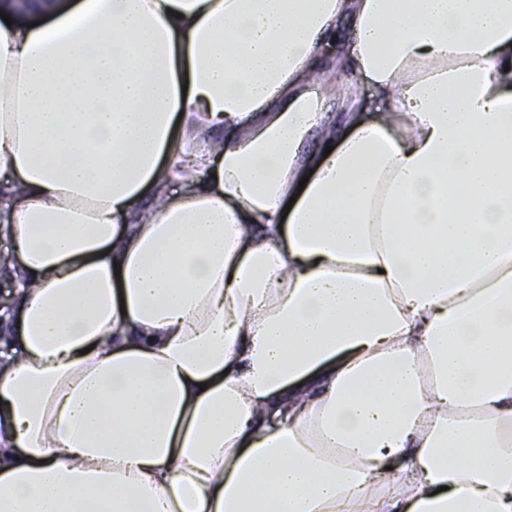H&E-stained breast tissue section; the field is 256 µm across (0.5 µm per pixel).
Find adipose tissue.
<instances>
[{"label": "adipose tissue", "instance_id": "adipose-tissue-1", "mask_svg": "<svg viewBox=\"0 0 512 512\" xmlns=\"http://www.w3.org/2000/svg\"><path fill=\"white\" fill-rule=\"evenodd\" d=\"M33 13L0 512H512V0ZM354 99H357L359 102L355 105L356 112H374L376 103L374 102V98L372 97V89L364 84L358 87L355 92V96H350L345 102L337 101L335 103H331L330 107H326L324 112H350V108ZM353 109L352 112L355 111Z\"/></svg>", "mask_w": 512, "mask_h": 512}]
</instances>
